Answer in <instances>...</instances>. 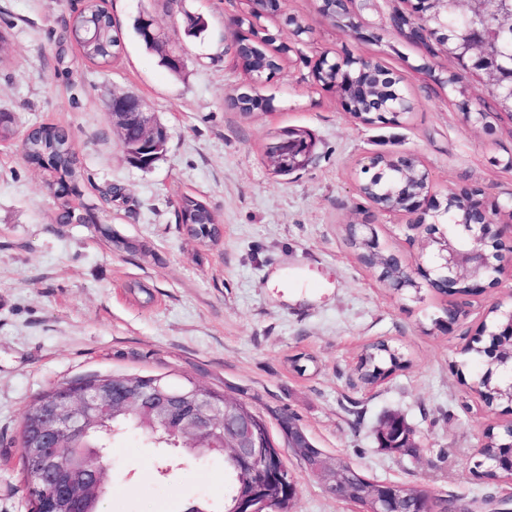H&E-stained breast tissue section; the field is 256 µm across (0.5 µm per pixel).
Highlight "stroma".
<instances>
[{
  "mask_svg": "<svg viewBox=\"0 0 512 512\" xmlns=\"http://www.w3.org/2000/svg\"><path fill=\"white\" fill-rule=\"evenodd\" d=\"M82 0H0V109L18 133L68 130L85 172L84 203L94 224H61L47 172L29 167L18 141L0 143V512H31L18 443L25 411L40 394L94 375H164L243 400L280 438L293 416L329 459L343 457L368 478L425 488L468 512H492L486 496H512V480L478 477L484 430L512 420L474 394L483 372L465 347L491 306L512 301V275L470 297L451 331L439 323L446 300L430 288L394 290L364 264L349 240L371 224L382 250L406 266L429 261L436 244L407 216L381 213L359 192L362 167L377 152L416 155L437 196L480 188L488 202L512 198V117L492 129L464 122L442 76L458 74L473 106L493 104L485 75L461 69L445 51L429 54L388 25L407 0H378L356 38L324 16L316 0H283L264 25L292 41L294 16L309 29L268 83L252 86L228 50L229 24L250 0H105L118 29V59L85 60L64 31ZM155 20L184 58L180 73L161 63L135 34ZM207 28L188 35L189 16ZM351 55L398 75L413 102L402 123L365 124L334 91L310 78L321 57ZM270 98V111L245 115L239 93ZM144 98L168 130L163 156L132 166L108 114L113 95ZM309 131V165L284 176L266 156L285 128ZM120 195L104 201L108 189ZM201 199L223 228L218 243L189 236L176 222L183 195ZM295 278L291 289L279 277ZM385 340L406 369L372 388L355 367L365 347ZM411 429L416 455L379 447L389 416ZM159 451L139 434L111 442L112 485L100 512H185L224 500L222 459L188 462L174 452L173 472L157 473ZM297 495L288 512H362L326 493L294 455Z\"/></svg>",
  "mask_w": 512,
  "mask_h": 512,
  "instance_id": "35a3bbf8",
  "label": "stroma"
}]
</instances>
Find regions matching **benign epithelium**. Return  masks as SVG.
<instances>
[{"label": "benign epithelium", "instance_id": "7a95c632", "mask_svg": "<svg viewBox=\"0 0 512 512\" xmlns=\"http://www.w3.org/2000/svg\"><path fill=\"white\" fill-rule=\"evenodd\" d=\"M462 4L467 26L454 29L458 39V57L463 65L472 64L484 70L491 91L506 89L512 96V67L494 52L488 35L487 19L495 18L494 30L512 31V11H498L492 0H425L430 16L442 15L440 7L448 2ZM325 64L343 67L356 66L367 81L374 78L369 61L350 56L338 57ZM109 114L113 126L121 136L135 133L156 142L167 140V131L159 125L146 100L133 94L112 97ZM267 154L275 171L290 167L304 169L313 150L298 152L297 141L290 135H281L271 143ZM432 188L408 192L395 199L389 211L414 217V223L437 244L429 265L419 262L405 268V274L390 282L398 290L418 287L417 279L443 295L478 296L494 287L499 275L512 272V236L504 239L493 230L499 224L501 213L509 207L489 204L483 193L469 195L463 206L451 212V223L463 227L468 237H433L435 228L427 216L441 209ZM488 346L497 369L512 370V318L507 325L491 333ZM133 417L145 423L154 434L169 433L172 423L178 422L179 445L196 450L208 440L216 441L217 449L238 466H250L265 456L264 442L253 418L245 411L232 410L209 397L201 385L190 381L174 385L162 376L151 378L145 384L134 383L128 376H111L107 384H83L77 389L67 386L56 389L45 400L30 423L32 446L23 449L24 462L33 465L37 480L46 487L49 507L43 512H90L93 503L102 498L110 482V463L97 452L98 463L60 469L56 459L70 450L84 446L94 432L118 417ZM383 436L402 434L404 446L413 445L410 429L398 417L388 420L379 429ZM508 442L498 450L494 463L476 461V467L500 470L512 477V422L508 423ZM289 449L298 451L306 459V468L319 475L324 489L338 498L347 497L345 478L336 470L324 452L310 441L301 428L288 426ZM386 491L374 498L371 512H432L428 502L419 500L409 505L408 489L394 483H383Z\"/></svg>", "mask_w": 512, "mask_h": 512}]
</instances>
